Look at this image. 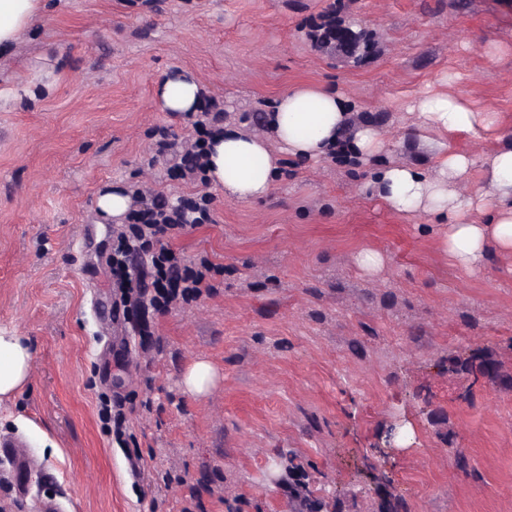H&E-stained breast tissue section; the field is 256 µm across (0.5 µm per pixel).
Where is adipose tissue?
<instances>
[{
  "label": "adipose tissue",
  "mask_w": 512,
  "mask_h": 512,
  "mask_svg": "<svg viewBox=\"0 0 512 512\" xmlns=\"http://www.w3.org/2000/svg\"><path fill=\"white\" fill-rule=\"evenodd\" d=\"M51 11V0H0V58L33 31L35 22ZM204 94L197 76L188 70L159 81L154 94L158 111L184 115L196 111ZM410 113L418 122L419 141L429 134H495L498 144L486 157L487 187L460 195L457 187L473 164L469 153L439 146L434 173L412 166L382 169L374 188L379 201L399 212L423 213L447 225L442 246L453 262L478 270L489 251L512 254V134L497 112L478 111L450 92L427 90L414 98ZM264 122L270 137L250 134L228 123L207 143V178L231 201L266 197L279 174V155L316 159L338 150L368 160L385 148L373 124L352 125L343 98L318 83H299L281 94ZM33 352L29 340L16 330L0 328V402L13 398L30 382Z\"/></svg>",
  "instance_id": "ef3b65f1"
}]
</instances>
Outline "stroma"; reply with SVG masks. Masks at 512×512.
<instances>
[{
  "label": "stroma",
  "mask_w": 512,
  "mask_h": 512,
  "mask_svg": "<svg viewBox=\"0 0 512 512\" xmlns=\"http://www.w3.org/2000/svg\"><path fill=\"white\" fill-rule=\"evenodd\" d=\"M499 2L61 0L0 64V326L34 354L30 383L0 404V439L41 475L17 491L0 455V512H512V254L459 268L446 225L368 186L385 164L433 174L407 105L444 75L512 130ZM330 12L366 47L314 41ZM175 68L262 136L280 93L324 84L386 149L368 165L281 155L253 202L169 179L157 141L195 135L154 105ZM117 182L211 197L212 223L175 244L222 266L212 292L115 319L113 227L95 198ZM365 251L379 271L360 266ZM198 359L219 373L203 397L182 386ZM116 396L137 476L104 414Z\"/></svg>",
  "instance_id": "1"
}]
</instances>
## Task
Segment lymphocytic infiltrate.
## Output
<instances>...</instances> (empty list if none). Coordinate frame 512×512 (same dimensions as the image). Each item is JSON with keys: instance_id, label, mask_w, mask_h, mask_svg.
Listing matches in <instances>:
<instances>
[{"instance_id": "lymphocytic-infiltrate-1", "label": "lymphocytic infiltrate", "mask_w": 512, "mask_h": 512, "mask_svg": "<svg viewBox=\"0 0 512 512\" xmlns=\"http://www.w3.org/2000/svg\"><path fill=\"white\" fill-rule=\"evenodd\" d=\"M223 124L224 111L213 104L195 116L196 140L182 146L159 140L156 152L165 159L170 176L205 180V144ZM210 203L207 195L191 206L173 205L158 196L130 212L129 228L113 236L111 254L112 275L121 291L124 313H132L146 302L165 310L211 290L216 264L206 258L186 261L172 244L174 232L211 222Z\"/></svg>"}]
</instances>
